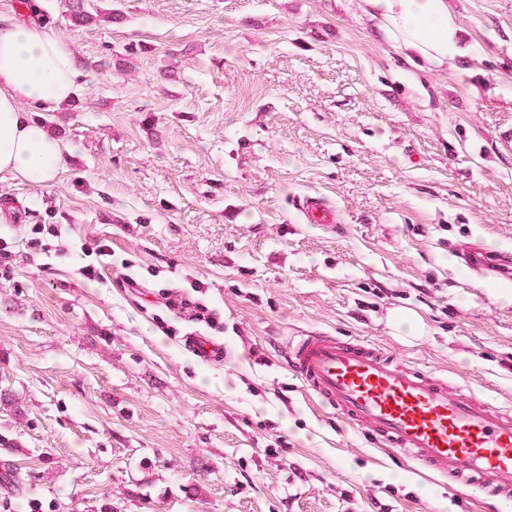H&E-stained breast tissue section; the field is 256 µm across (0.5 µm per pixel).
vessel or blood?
Listing matches in <instances>:
<instances>
[{"label": "vessel or blood", "mask_w": 512, "mask_h": 512, "mask_svg": "<svg viewBox=\"0 0 512 512\" xmlns=\"http://www.w3.org/2000/svg\"><path fill=\"white\" fill-rule=\"evenodd\" d=\"M303 223L335 231V215L319 197L300 198ZM477 271L512 270V256L474 244L462 252ZM286 362L305 390L373 443L412 460L465 495L481 484L487 512L512 501V409L462 394L459 384L396 362L373 343L308 333L293 339Z\"/></svg>", "instance_id": "obj_1"}]
</instances>
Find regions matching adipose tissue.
Returning <instances> with one entry per match:
<instances>
[{
    "label": "adipose tissue",
    "instance_id": "adipose-tissue-1",
    "mask_svg": "<svg viewBox=\"0 0 512 512\" xmlns=\"http://www.w3.org/2000/svg\"><path fill=\"white\" fill-rule=\"evenodd\" d=\"M377 32L407 61L441 69L467 55L447 0H362ZM83 61L73 46L31 18L0 22V173L36 184L55 180L64 164L59 139L33 121L25 104L53 110L75 96Z\"/></svg>",
    "mask_w": 512,
    "mask_h": 512
}]
</instances>
